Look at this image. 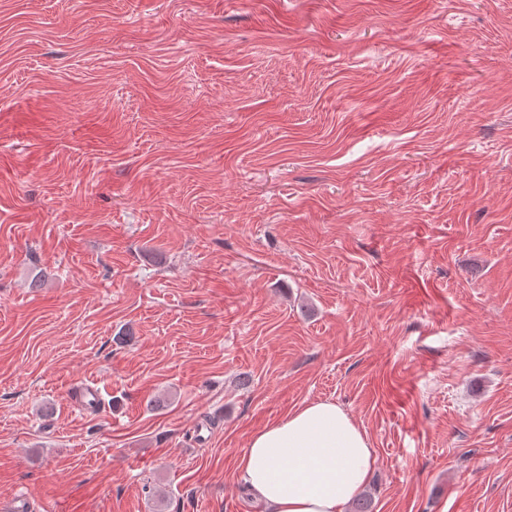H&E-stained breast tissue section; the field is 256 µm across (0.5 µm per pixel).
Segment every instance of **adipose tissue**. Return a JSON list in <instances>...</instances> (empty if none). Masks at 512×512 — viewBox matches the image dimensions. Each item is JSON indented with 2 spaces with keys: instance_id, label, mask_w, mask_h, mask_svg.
I'll return each mask as SVG.
<instances>
[{
  "instance_id": "adipose-tissue-1",
  "label": "adipose tissue",
  "mask_w": 512,
  "mask_h": 512,
  "mask_svg": "<svg viewBox=\"0 0 512 512\" xmlns=\"http://www.w3.org/2000/svg\"><path fill=\"white\" fill-rule=\"evenodd\" d=\"M374 464L366 434L348 414L315 401L252 434L238 481L265 512H346Z\"/></svg>"
}]
</instances>
